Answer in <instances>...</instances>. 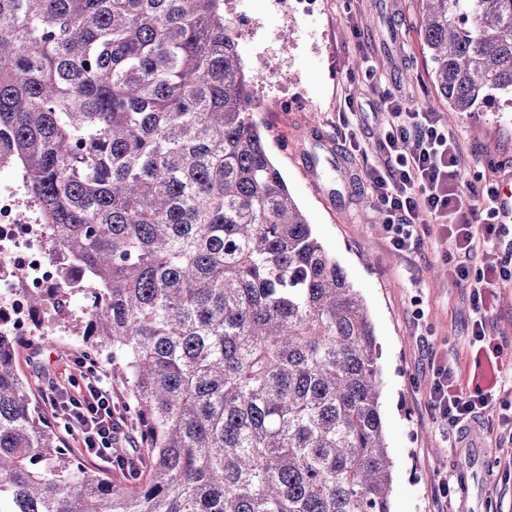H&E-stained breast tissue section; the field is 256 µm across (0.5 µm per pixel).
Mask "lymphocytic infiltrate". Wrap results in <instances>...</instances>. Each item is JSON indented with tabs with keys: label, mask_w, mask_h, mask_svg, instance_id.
<instances>
[{
	"label": "lymphocytic infiltrate",
	"mask_w": 512,
	"mask_h": 512,
	"mask_svg": "<svg viewBox=\"0 0 512 512\" xmlns=\"http://www.w3.org/2000/svg\"><path fill=\"white\" fill-rule=\"evenodd\" d=\"M382 108V135L375 144L382 162L368 170L367 178L377 206L393 219L385 227L390 248L407 257L422 248L431 232H438L455 255L451 279L469 282L471 258L498 248L512 252V229L493 221L497 188L491 184L482 189L479 199L488 221L478 223L475 200L459 191L457 158L463 143L440 113L407 110L390 95L383 97ZM509 280L511 268L490 262L473 291L471 335L481 343L485 357L473 362L470 389L461 387L451 364H431L435 379L424 406L460 443L491 428L485 413L501 378V348L486 334L488 300L494 288ZM72 363L79 376L63 373L50 379L46 412L84 456L111 463L118 435L129 421L116 409L106 368L81 356Z\"/></svg>",
	"instance_id": "obj_1"
}]
</instances>
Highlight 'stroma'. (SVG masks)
<instances>
[{"instance_id": "stroma-1", "label": "stroma", "mask_w": 512, "mask_h": 512, "mask_svg": "<svg viewBox=\"0 0 512 512\" xmlns=\"http://www.w3.org/2000/svg\"><path fill=\"white\" fill-rule=\"evenodd\" d=\"M247 40L242 56L255 76L254 117L267 130V147L287 185L328 251L359 288L382 348V416L395 460L392 512H512V471L498 461L511 441L484 433L459 445L424 408L431 355L456 360L461 384L472 365L470 290L448 277L433 281L432 268L447 270L446 248L428 243L411 257L390 252L384 231L365 203L372 197L367 171L380 164L374 150L381 129L380 100L391 94L411 110L433 103L464 141L470 166L461 189L480 193L486 183L512 176V105L451 112L428 72L418 29L419 0H319L303 15L296 0H229ZM372 61L374 79L361 64ZM358 113L362 152L344 141L340 114ZM488 331L502 348L504 385L489 419L512 403V282L493 299ZM73 337H34L18 366L34 398L45 375L80 354ZM462 481L452 504L436 497L441 478Z\"/></svg>"}]
</instances>
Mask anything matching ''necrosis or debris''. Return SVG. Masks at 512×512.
<instances>
[{"label": "necrosis or debris", "instance_id": "obj_1", "mask_svg": "<svg viewBox=\"0 0 512 512\" xmlns=\"http://www.w3.org/2000/svg\"><path fill=\"white\" fill-rule=\"evenodd\" d=\"M51 288L71 289L70 306L32 315L30 295ZM89 300L83 271L56 248L38 201L0 140V335H55L65 327L67 316L85 310Z\"/></svg>", "mask_w": 512, "mask_h": 512}]
</instances>
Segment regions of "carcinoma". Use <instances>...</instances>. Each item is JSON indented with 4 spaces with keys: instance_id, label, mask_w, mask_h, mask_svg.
I'll use <instances>...</instances> for the list:
<instances>
[{
    "instance_id": "obj_1",
    "label": "carcinoma",
    "mask_w": 512,
    "mask_h": 512,
    "mask_svg": "<svg viewBox=\"0 0 512 512\" xmlns=\"http://www.w3.org/2000/svg\"><path fill=\"white\" fill-rule=\"evenodd\" d=\"M228 0H0V134L100 300L139 470L91 469L0 335V512H391L379 345L254 119ZM450 112L512 96V0H422Z\"/></svg>"
}]
</instances>
